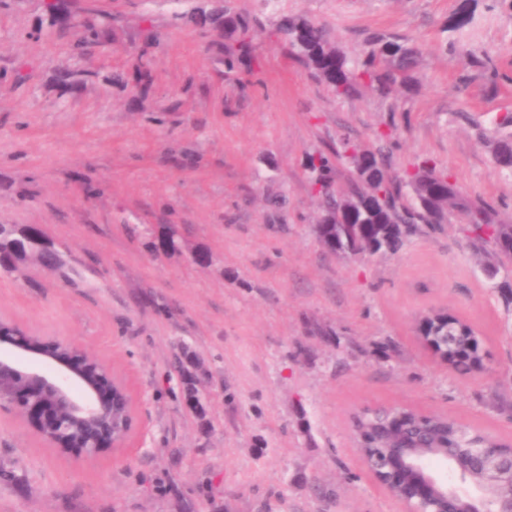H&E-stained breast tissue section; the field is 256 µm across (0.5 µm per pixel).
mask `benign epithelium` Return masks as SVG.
<instances>
[{
    "instance_id": "1",
    "label": "benign epithelium",
    "mask_w": 512,
    "mask_h": 512,
    "mask_svg": "<svg viewBox=\"0 0 512 512\" xmlns=\"http://www.w3.org/2000/svg\"><path fill=\"white\" fill-rule=\"evenodd\" d=\"M0 405L22 410L42 438L87 459L121 448L135 430L128 383L71 342L0 320ZM395 488L402 512H512V447L488 438L473 448L390 447L365 462Z\"/></svg>"
}]
</instances>
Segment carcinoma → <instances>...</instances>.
<instances>
[{
    "label": "carcinoma",
    "mask_w": 512,
    "mask_h": 512,
    "mask_svg": "<svg viewBox=\"0 0 512 512\" xmlns=\"http://www.w3.org/2000/svg\"><path fill=\"white\" fill-rule=\"evenodd\" d=\"M198 23L224 31L227 69L257 62V17L217 5L202 13ZM82 25L84 35L76 49L84 53L105 46L104 25L91 18L83 19ZM272 35L288 47L316 81L338 96L353 97L363 88L380 95L396 88L414 91L422 51L406 38L374 32L367 37L363 56L353 63L326 27L308 18L283 14ZM395 150L391 134L380 133L367 149L341 137L329 153L310 156L307 170L319 201L318 223L338 219L330 229L320 232L329 253L337 256L341 249H369L380 255H395L410 236L424 229L439 232L454 214L460 213L465 223L459 231L465 237L488 245L492 259L512 262V224L499 219L493 204L463 195L447 171L431 159H417L401 169L395 168ZM492 154L500 167L512 170V132L494 140ZM337 160L349 165V174L342 180L338 177ZM18 242L15 226L0 224L1 270H11ZM426 336L436 351L449 355V362L459 370H467L478 358V336L474 326L463 318L450 320L444 315L428 324ZM364 422L375 430L369 447L392 442L391 433L380 429L379 417L367 414ZM431 423L438 436L430 446H438L445 439L450 448L472 445L476 429L439 414L431 417Z\"/></svg>",
    "instance_id": "1"
}]
</instances>
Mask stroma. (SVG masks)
Returning a JSON list of instances; mask_svg holds the SVG:
<instances>
[{"label":"stroma","mask_w":512,"mask_h":512,"mask_svg":"<svg viewBox=\"0 0 512 512\" xmlns=\"http://www.w3.org/2000/svg\"><path fill=\"white\" fill-rule=\"evenodd\" d=\"M204 3L59 0L110 28L105 54L82 56L44 0H0V224L42 226L63 260L0 272V318L124 377L138 424L85 460L0 407L15 474L0 512H399L359 457V410L445 414L512 442V263L488 278L455 222L396 255L338 258L313 232L306 170L338 135L369 146L392 123L397 165L432 159L512 222V171L490 146L512 113V0H229L263 25L253 73L226 70L222 36L189 22ZM282 13L326 25L354 60L374 31L419 43L417 91L336 97L270 40ZM462 47L490 57L497 84ZM171 228L182 252L152 250ZM432 309L474 325L479 369L421 342ZM183 349L206 369L198 412L170 364Z\"/></svg>","instance_id":"35a3bbf8"}]
</instances>
